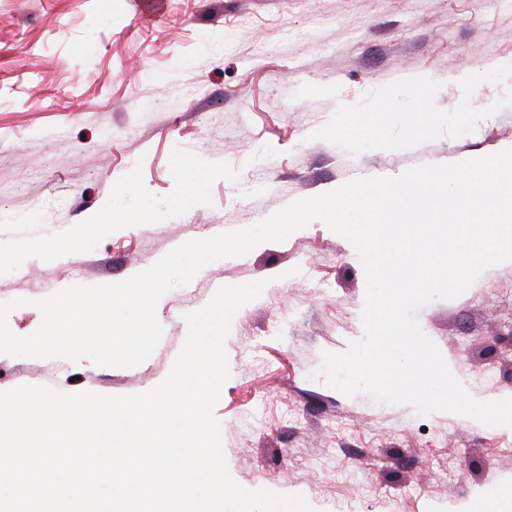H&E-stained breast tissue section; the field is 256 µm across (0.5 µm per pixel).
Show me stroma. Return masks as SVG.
<instances>
[{"mask_svg": "<svg viewBox=\"0 0 512 512\" xmlns=\"http://www.w3.org/2000/svg\"><path fill=\"white\" fill-rule=\"evenodd\" d=\"M378 128L385 146L362 148ZM507 149L512 0H168L149 25L128 0H0V302L25 299L8 325L27 336L35 300L69 286L124 281L357 177ZM179 157L208 177L175 209ZM262 280L233 321L215 410L240 486L303 495L313 512H483L512 481V427L311 379L323 352L362 337L366 290L353 246L318 220L166 294L140 365L0 354V391L147 392L181 349L184 314ZM418 319L474 399L512 398V262Z\"/></svg>", "mask_w": 512, "mask_h": 512, "instance_id": "obj_1", "label": "stroma"}]
</instances>
